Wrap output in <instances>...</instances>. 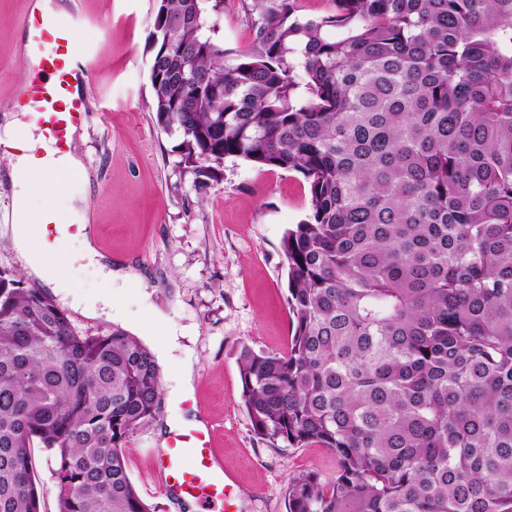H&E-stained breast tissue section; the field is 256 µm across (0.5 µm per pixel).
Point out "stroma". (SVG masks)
<instances>
[{"instance_id":"1","label":"stroma","mask_w":512,"mask_h":512,"mask_svg":"<svg viewBox=\"0 0 512 512\" xmlns=\"http://www.w3.org/2000/svg\"><path fill=\"white\" fill-rule=\"evenodd\" d=\"M156 0H78L85 20L79 38L91 44L95 107L76 142L89 176L85 213L64 196L53 202L61 224L88 221L98 250L131 265L137 276L111 290L122 317H87L81 306H59L81 332L120 328L154 353L161 372V406L153 423L128 441L124 454L131 480L157 512H194L160 484L166 419L201 417L212 446L233 476L237 512H288V486L301 472L334 475L335 456L316 445L272 448L255 435L245 411L237 359L242 346L283 353L288 349L287 272L280 241L285 229L310 211L309 187L292 172L268 170L228 157L219 180L201 190L178 161V134L160 129L151 105L147 36ZM23 0H0V103L24 72L13 49L22 35ZM220 37L243 50L253 32L243 0H224ZM18 210L0 178V267L21 260L12 239ZM82 295H101V281L83 266L76 238L51 261ZM195 361L194 391L174 399L169 385L184 357Z\"/></svg>"}]
</instances>
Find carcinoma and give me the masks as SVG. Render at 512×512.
<instances>
[{"label": "carcinoma", "mask_w": 512, "mask_h": 512, "mask_svg": "<svg viewBox=\"0 0 512 512\" xmlns=\"http://www.w3.org/2000/svg\"><path fill=\"white\" fill-rule=\"evenodd\" d=\"M149 81L195 185L224 159L300 174L311 210L280 243L285 353L242 347L243 403L273 446L336 474L288 512H512V0H156ZM160 369L121 329L80 334L0 268V512H153L123 452L155 418ZM219 35L224 41V49L244 50L252 44L253 32L243 1L224 0V18ZM296 6L302 19H315L336 11L334 0H297ZM33 453L37 461V479L41 497V507L43 512L57 511V487L52 477L51 469L46 462V454L40 448H33Z\"/></svg>", "instance_id": "carcinoma-1"}]
</instances>
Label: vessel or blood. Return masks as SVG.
<instances>
[{
	"label": "vessel or blood",
	"mask_w": 512,
	"mask_h": 512,
	"mask_svg": "<svg viewBox=\"0 0 512 512\" xmlns=\"http://www.w3.org/2000/svg\"><path fill=\"white\" fill-rule=\"evenodd\" d=\"M80 25L78 9L48 13L40 0H25L24 34L15 57L27 73V82L18 84L7 104L19 118H35L56 154L70 149V131L85 123L89 112L83 92L90 84L92 68L84 44L75 35ZM73 171L57 176L45 160H37L34 186L51 193L79 181ZM47 244L60 235L89 233L83 224H55L44 219ZM204 430L193 429L170 442L161 465L164 490L194 498L201 503H220L231 507L232 492L228 477L219 474Z\"/></svg>",
	"instance_id": "b4317fda"
}]
</instances>
